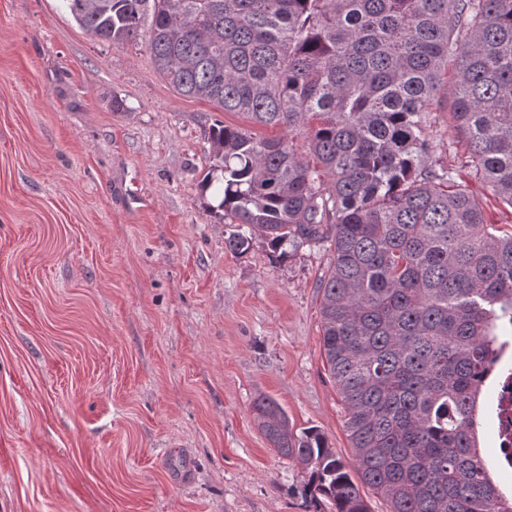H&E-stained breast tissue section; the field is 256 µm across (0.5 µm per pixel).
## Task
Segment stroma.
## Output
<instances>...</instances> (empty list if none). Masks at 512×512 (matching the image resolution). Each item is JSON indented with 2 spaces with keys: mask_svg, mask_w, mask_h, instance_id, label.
<instances>
[{
  "mask_svg": "<svg viewBox=\"0 0 512 512\" xmlns=\"http://www.w3.org/2000/svg\"><path fill=\"white\" fill-rule=\"evenodd\" d=\"M219 121L245 123L178 94L147 39L100 41L64 0H0V512H314L255 422L263 395L355 470L321 341L332 252L229 250L201 188ZM426 133L511 226L459 174L447 107Z\"/></svg>",
  "mask_w": 512,
  "mask_h": 512,
  "instance_id": "obj_1",
  "label": "stroma"
}]
</instances>
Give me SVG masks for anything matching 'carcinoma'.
Returning <instances> with one entry per match:
<instances>
[{"label":"carcinoma","mask_w":512,"mask_h":512,"mask_svg":"<svg viewBox=\"0 0 512 512\" xmlns=\"http://www.w3.org/2000/svg\"><path fill=\"white\" fill-rule=\"evenodd\" d=\"M110 44L146 31L178 93L286 139L209 129L210 209L236 254L330 243L318 284L326 369L356 475L271 397L253 405L280 454L332 512H512L479 451L484 373L512 338V229L433 163L429 112L448 84L461 168L512 207V0H64Z\"/></svg>","instance_id":"cac0c4a2"}]
</instances>
